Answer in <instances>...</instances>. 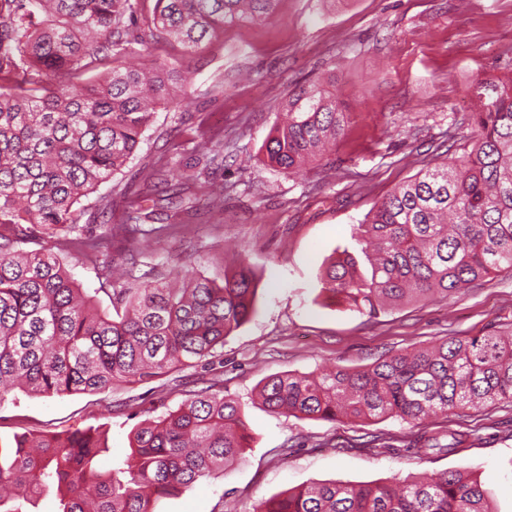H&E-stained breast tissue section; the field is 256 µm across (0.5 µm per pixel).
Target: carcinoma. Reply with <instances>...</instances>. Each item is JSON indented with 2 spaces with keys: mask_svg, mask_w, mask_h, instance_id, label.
Wrapping results in <instances>:
<instances>
[{
  "mask_svg": "<svg viewBox=\"0 0 512 512\" xmlns=\"http://www.w3.org/2000/svg\"><path fill=\"white\" fill-rule=\"evenodd\" d=\"M277 0H153L150 37L192 50L225 25L270 15ZM139 0H0V81L29 70L45 78L0 89V401L14 389L39 395L102 394L178 365L212 363L224 337L255 311V274L241 263L224 283L186 274L182 287L131 282L136 256L107 259L75 206L134 155L151 104L174 101L186 78L164 63L117 65L95 84L80 74L127 52L126 17ZM483 100L471 149L395 186L355 229L364 274L349 251L322 271V291L375 315L403 303L463 293L512 269V80L470 85ZM264 162L292 174L343 130L346 113L317 81L288 96ZM141 232L132 212L112 236ZM37 237L43 246L21 244ZM95 263L111 285L114 314L101 311L56 250ZM268 411L299 419L423 420L488 401L512 402V328L452 336L363 368L267 377L257 390ZM241 403L209 386L133 432L123 465L98 466L100 435L19 437L0 451V512H29L54 492L58 512H157L224 471L250 447ZM462 441L446 428L428 450ZM254 512H493L491 493L460 471L402 482L313 483L260 502Z\"/></svg>",
  "mask_w": 512,
  "mask_h": 512,
  "instance_id": "obj_1",
  "label": "carcinoma"
}]
</instances>
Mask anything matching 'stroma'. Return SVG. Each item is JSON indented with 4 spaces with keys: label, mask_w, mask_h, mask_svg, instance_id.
Masks as SVG:
<instances>
[{
    "label": "stroma",
    "mask_w": 512,
    "mask_h": 512,
    "mask_svg": "<svg viewBox=\"0 0 512 512\" xmlns=\"http://www.w3.org/2000/svg\"><path fill=\"white\" fill-rule=\"evenodd\" d=\"M139 62H161L187 78L171 105H157L121 171L83 197L80 224L103 253L140 254L136 276L170 283L183 266L223 281L239 260L253 267L257 307L224 339L206 367L119 383L104 394L34 395L0 402V444L32 432L101 435L102 468L121 465L140 423L177 409L188 394L216 385L244 405L252 434L223 475L158 512H252L260 501L303 485L402 480L446 470L474 474L494 512H512V403L489 402L463 417L406 423L393 418L327 422L277 416L252 402L265 378L361 368L384 353L446 336H475L512 323V271L464 294L413 301L374 316L320 296L325 259L360 253L354 228L396 184L469 148L481 102L478 78L512 76V0H278L257 22L225 26L201 48L153 39L132 42ZM335 72L332 93L349 112L323 158L286 174L263 162V146L289 93ZM224 144V164L205 149ZM224 186V208L207 203ZM139 201L145 225H173L161 238L125 241L98 218L111 204L120 220ZM449 426L467 438L452 455H420L428 436Z\"/></svg>",
    "instance_id": "stroma-1"
}]
</instances>
